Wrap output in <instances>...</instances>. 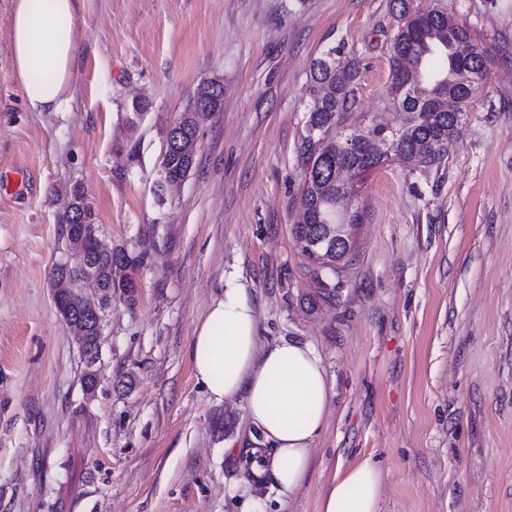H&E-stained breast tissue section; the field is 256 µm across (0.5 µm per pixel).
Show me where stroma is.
<instances>
[{"instance_id": "stroma-1", "label": "stroma", "mask_w": 512, "mask_h": 512, "mask_svg": "<svg viewBox=\"0 0 512 512\" xmlns=\"http://www.w3.org/2000/svg\"><path fill=\"white\" fill-rule=\"evenodd\" d=\"M421 4L467 27L486 78L439 164L393 155L353 179L367 216L326 302L292 235L310 70L339 47L359 63L353 121L399 126L392 0H83L62 112L26 110L0 0V512H318L365 458L380 512H512V0ZM210 79L222 109L158 191L166 130ZM77 186L99 237L141 259L91 399L49 283ZM232 273L261 345L311 344L333 386L289 501L251 478L243 398L213 402L193 375L195 326Z\"/></svg>"}]
</instances>
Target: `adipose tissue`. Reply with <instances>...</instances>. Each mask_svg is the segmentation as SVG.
Wrapping results in <instances>:
<instances>
[{
    "label": "adipose tissue",
    "mask_w": 512,
    "mask_h": 512,
    "mask_svg": "<svg viewBox=\"0 0 512 512\" xmlns=\"http://www.w3.org/2000/svg\"><path fill=\"white\" fill-rule=\"evenodd\" d=\"M82 0H14V64L27 108L62 111L77 51ZM194 376L218 403L243 397L264 446L251 462L255 477L293 497L304 484L315 439L325 427L332 387L321 356L307 343L259 345L256 308L239 277L229 275L190 343ZM383 472L371 459L338 470L319 512H380Z\"/></svg>",
    "instance_id": "obj_1"
}]
</instances>
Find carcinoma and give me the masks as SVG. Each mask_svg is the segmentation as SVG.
Segmentation results:
<instances>
[{
  "label": "carcinoma",
  "instance_id": "cac0c4a2",
  "mask_svg": "<svg viewBox=\"0 0 512 512\" xmlns=\"http://www.w3.org/2000/svg\"><path fill=\"white\" fill-rule=\"evenodd\" d=\"M468 29L460 25L445 10L427 9L414 14L404 29L397 30L389 57L392 100L409 114L403 136L396 139L392 128L384 124L356 126L347 124L356 103L358 69L355 63L334 58L331 48L318 59L311 72L310 92L317 95L319 105L309 111L307 130H316L330 138L327 150L306 135L300 145L303 178L300 185V218L293 235L301 251L311 262L310 272L322 286L340 272L336 266H348L355 244H336V225L361 224L365 214L359 206L336 214V201L341 194L343 175L353 177L368 172L382 163V149L395 147L399 156L421 164L431 165L440 160L443 144L456 132L465 112L472 103V90L482 84L487 57L482 50L470 45ZM407 57L420 71L418 84H407L400 60ZM207 95L197 86L190 102L181 113L187 138L177 151L164 157L166 179L185 178L195 163L198 140L193 138L196 125L194 108L198 99ZM452 100L454 108L444 107ZM71 205L85 207L88 223L79 228L62 217L63 235L82 242L84 253L69 268H52L59 291L71 296L82 286L89 269L106 270L113 267L127 270L138 264V258L122 248L112 256L95 251L93 234L97 233L94 214L84 205L79 191L72 194ZM112 291L101 295L99 311L102 316L112 309V296L134 301L135 286L127 276L105 281ZM72 333L81 336L87 346L98 347L97 332L86 329L83 308H73V315L64 317Z\"/></svg>",
  "mask_w": 512,
  "mask_h": 512
}]
</instances>
